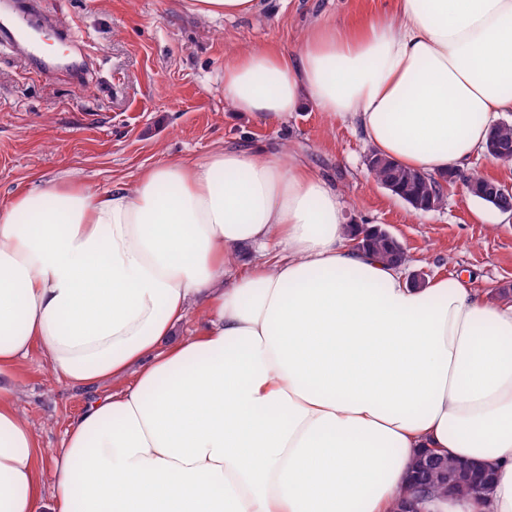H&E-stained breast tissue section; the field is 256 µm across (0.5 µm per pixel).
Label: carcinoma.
<instances>
[{
  "mask_svg": "<svg viewBox=\"0 0 512 512\" xmlns=\"http://www.w3.org/2000/svg\"><path fill=\"white\" fill-rule=\"evenodd\" d=\"M493 143L501 147L495 159L512 161V124H497L492 137ZM370 170L379 184H389L395 187L401 195L411 196L416 202V209L430 210L443 203L444 187L442 182L432 175L406 169L399 164L383 158L376 153L369 156ZM462 181L466 192L484 204H489L485 192L495 184L487 178H460L448 174V182ZM367 248L377 252L383 259L393 264H405L406 250L400 245L374 232L368 237ZM411 484L418 489L416 495L409 497L401 495L395 506L397 512H403L408 504H415L418 512H434L436 504L447 499L448 491H453L463 499L474 501L483 500L489 494L490 488L476 486L477 478L465 468V464L435 455L431 459L420 456L411 467Z\"/></svg>",
  "mask_w": 512,
  "mask_h": 512,
  "instance_id": "obj_1",
  "label": "carcinoma"
}]
</instances>
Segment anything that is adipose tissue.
Returning <instances> with one entry per match:
<instances>
[{
  "label": "adipose tissue",
  "instance_id": "ef3b65f1",
  "mask_svg": "<svg viewBox=\"0 0 512 512\" xmlns=\"http://www.w3.org/2000/svg\"><path fill=\"white\" fill-rule=\"evenodd\" d=\"M224 101L277 123L311 102L404 167L463 170L512 112V0L316 21L293 53H236ZM194 305L206 326L175 337ZM37 345L69 383L120 385L71 423L49 483L3 383ZM425 448L495 472L488 502L441 512H512V303L410 285L290 153L162 158L130 187L0 206V512H393Z\"/></svg>",
  "mask_w": 512,
  "mask_h": 512
}]
</instances>
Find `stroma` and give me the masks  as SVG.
Here are the masks:
<instances>
[{
  "label": "stroma",
  "instance_id": "35a3bbf8",
  "mask_svg": "<svg viewBox=\"0 0 512 512\" xmlns=\"http://www.w3.org/2000/svg\"><path fill=\"white\" fill-rule=\"evenodd\" d=\"M69 29L86 62L82 83L41 78L0 40V203L24 190L78 179L95 190L133 185L162 157L196 160L221 146H290L341 194L349 224L385 228L405 247L406 274L468 276L499 299L512 290V221L450 186L442 206L416 211L369 175L370 146L348 120L313 105L286 124L254 121L224 103V64L237 51H292L311 21L359 25L391 12L393 0H264L245 20L193 16L182 0H40ZM14 404L38 436L45 478L70 421L111 393L73 387L40 348L12 379Z\"/></svg>",
  "mask_w": 512,
  "mask_h": 512
}]
</instances>
